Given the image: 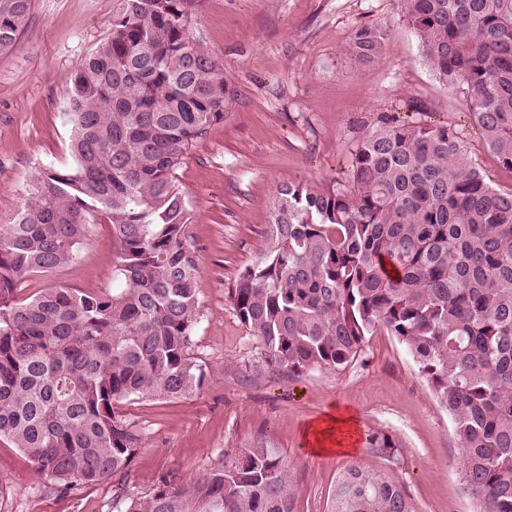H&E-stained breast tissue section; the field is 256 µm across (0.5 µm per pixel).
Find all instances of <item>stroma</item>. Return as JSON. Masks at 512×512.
<instances>
[{
    "label": "stroma",
    "mask_w": 512,
    "mask_h": 512,
    "mask_svg": "<svg viewBox=\"0 0 512 512\" xmlns=\"http://www.w3.org/2000/svg\"><path fill=\"white\" fill-rule=\"evenodd\" d=\"M113 9L114 0H34L16 44L0 53V223L24 202L38 170L71 164L66 78L107 36ZM366 25L386 27L388 36L380 58L361 63L351 40ZM192 31L223 62L234 91L223 122L174 169L192 210L189 243L201 260L192 351L207 380L177 399L118 402L117 413L141 437L128 473L65 497L1 439L7 494L0 512H113L117 497L190 486L224 455L257 445L287 466L295 512H327L351 465L401 485L414 512H473L452 422L397 337L375 330L342 370L256 371L257 340L227 296L264 243L277 187L345 189L357 141L382 122L448 128L490 185L511 191L512 172L487 149L464 87L436 79L395 0H202ZM117 262L118 243L103 219L91 225L75 261L31 280L26 292L108 288ZM331 411L353 416L357 443L344 455L312 454L306 428ZM376 430L397 438L395 455L368 447Z\"/></svg>",
    "instance_id": "stroma-1"
}]
</instances>
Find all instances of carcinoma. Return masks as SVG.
Instances as JSON below:
<instances>
[{
	"instance_id": "1",
	"label": "carcinoma",
	"mask_w": 512,
	"mask_h": 512,
	"mask_svg": "<svg viewBox=\"0 0 512 512\" xmlns=\"http://www.w3.org/2000/svg\"><path fill=\"white\" fill-rule=\"evenodd\" d=\"M32 2L0 0L1 52ZM200 4L115 0L108 37L66 79L73 164L43 168L0 224V439L62 495L128 471L141 437L116 403L188 396L207 378L191 353L201 265L173 169L224 121L232 92L191 34ZM399 5L424 62L465 86L485 144L512 171V0ZM386 36L358 29L353 55L374 61ZM350 166L343 191L276 189L264 244L228 288L258 341L251 366L340 370L387 330L448 411L474 512H512V191L493 188L445 127L384 122ZM97 214L119 244L115 284L20 296L76 260ZM367 443L398 448L381 431ZM123 512H294L290 473L274 449L245 448ZM329 512L414 510L399 484L349 466Z\"/></svg>"
}]
</instances>
